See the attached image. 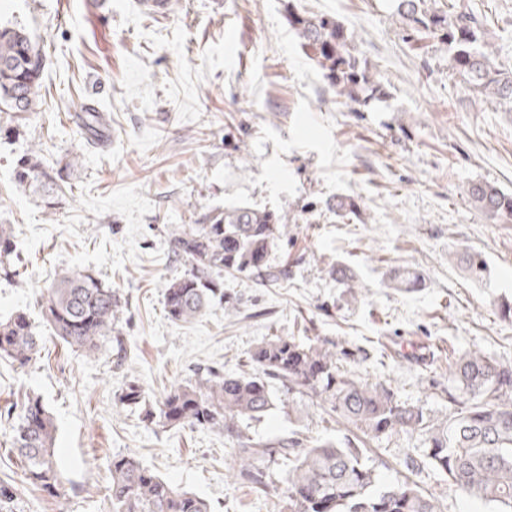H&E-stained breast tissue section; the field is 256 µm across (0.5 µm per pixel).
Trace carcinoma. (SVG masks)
Masks as SVG:
<instances>
[{
	"mask_svg": "<svg viewBox=\"0 0 512 512\" xmlns=\"http://www.w3.org/2000/svg\"><path fill=\"white\" fill-rule=\"evenodd\" d=\"M396 14L410 30L438 39L451 54L448 67L461 80L512 104V71L505 70L484 39L471 14L438 13L425 0H396ZM288 28L301 41L338 96L361 105L387 96L385 86L357 53L354 39L331 16H305L288 4ZM46 63L41 47L25 26L0 25V112H33L41 95ZM19 184L51 194L62 189V171L50 172L33 155L16 171ZM469 202L479 211L512 219V194L485 182L468 189ZM286 213L240 205L215 211L203 224L172 225L171 243L185 272L164 291L168 318L175 324L202 316L211 300L224 296V275L273 284L286 270L270 254L288 238ZM10 233L0 225V276L16 275L11 262ZM460 263L474 276L485 271L479 255L466 251ZM121 302L111 285L85 269L61 274L41 305V318L54 336L91 355L111 335ZM42 337L29 317L15 313L0 320V358L19 367L32 363ZM347 352L320 337L272 336L246 356L248 370L225 375L214 369L170 386L150 400L142 387L130 383L118 401L141 409L144 421L161 428L202 427L224 434L237 466L236 479L261 494L276 489L266 463L279 455L289 461L283 478L288 495L279 512H440L435 500L409 481L379 484L368 464L365 444L406 432L416 437L420 454L405 466L428 464L448 477L457 490L484 499L497 512H512V362L469 351L448 359L454 387L448 391V416L439 418L424 407L399 399L381 383H373L343 367ZM298 398L314 399L325 413L362 433L344 443H312L298 437L265 442L249 436V425L285 402L274 386ZM56 425L38 396L27 398L13 429L11 449L24 464L26 479L57 499V512H69L61 492L62 477L55 458ZM112 512H211L210 503L179 488L131 455L114 454L108 463ZM16 489L0 484V512H14Z\"/></svg>",
	"mask_w": 512,
	"mask_h": 512,
	"instance_id": "obj_1",
	"label": "carcinoma"
}]
</instances>
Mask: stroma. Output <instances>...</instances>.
Returning a JSON list of instances; mask_svg holds the SVG:
<instances>
[{"label":"stroma","instance_id":"1","mask_svg":"<svg viewBox=\"0 0 512 512\" xmlns=\"http://www.w3.org/2000/svg\"><path fill=\"white\" fill-rule=\"evenodd\" d=\"M457 5L481 22L512 68V0H427ZM305 15L336 18L389 93L352 108L300 48L283 0H0V23H21L47 66L36 111L0 112V224L10 227L15 280L0 278V318L27 313L42 338L26 368L0 360V482L18 493L16 512H56L12 453L13 427L28 395L52 413L55 455L70 512H111L108 462L135 456L205 498L213 512H278L277 501L230 480L223 434L161 429L120 405L125 384L150 398L196 367L227 374L273 336H320L353 352L346 367L390 386L400 399L442 416L451 386L449 353L477 349L512 362V222L492 219L467 198L477 181L512 193V107L473 92L448 71V48L405 39L394 0H293ZM101 112L105 136L88 137L81 107ZM36 154L68 167L54 208L15 174ZM349 197L358 217L332 209ZM240 204L295 217L288 276L274 286L225 277L224 299L188 323L169 320V280L185 267L169 239L174 224H199ZM487 263L471 279L456 252ZM346 266L345 286L328 275ZM87 269L117 291L122 308L95 355L44 326L40 304L58 274ZM411 269L419 289L397 288ZM299 433L344 441L350 431L305 399L273 411L250 433L275 441ZM416 442L401 432L370 446L381 482L413 480L441 512H495L449 487L428 467L402 461Z\"/></svg>","mask_w":512,"mask_h":512}]
</instances>
